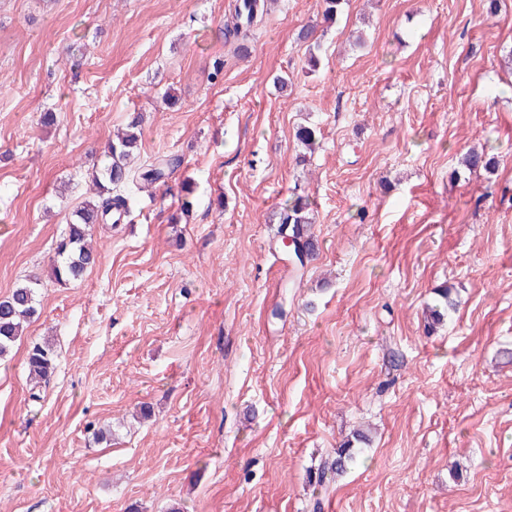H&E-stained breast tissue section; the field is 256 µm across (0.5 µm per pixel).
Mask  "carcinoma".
Listing matches in <instances>:
<instances>
[{
	"mask_svg": "<svg viewBox=\"0 0 512 512\" xmlns=\"http://www.w3.org/2000/svg\"><path fill=\"white\" fill-rule=\"evenodd\" d=\"M268 0H238L234 8L235 22L225 25V38L246 39L251 27L267 11ZM140 138L139 118H133L125 132L116 136L109 145L108 161L92 172V182L96 198L84 202L76 211L75 222L68 225V231L57 244L52 264L55 280L60 283L80 279L88 267L98 257L92 245L93 231L96 225L103 223L112 214H121L127 207V199L116 193V189L130 180L127 159L138 148ZM465 165L472 171L488 170L493 166L492 158L483 152L471 151L464 158ZM180 164V159L165 156L147 165L139 174V179L152 185ZM313 224L311 202L307 196H298L283 208L281 214V232H290L296 238L295 249L299 264L312 255L315 248L310 234ZM443 305L430 309V317L436 323L442 322L455 303L448 289L439 290ZM36 313V287L26 282L16 287L9 296L0 300V359L7 357L16 342L21 338L24 325ZM57 354L49 342L35 343L27 352L26 365L29 376L39 385L49 380L56 369ZM362 442L367 437L357 433L353 439L345 442L336 450L333 459L326 461L315 473L314 481L323 486L347 470L356 459L353 441Z\"/></svg>",
	"mask_w": 512,
	"mask_h": 512,
	"instance_id": "cac0c4a2",
	"label": "carcinoma"
}]
</instances>
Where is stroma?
I'll return each mask as SVG.
<instances>
[{"mask_svg": "<svg viewBox=\"0 0 512 512\" xmlns=\"http://www.w3.org/2000/svg\"><path fill=\"white\" fill-rule=\"evenodd\" d=\"M233 2L0 0V299L42 282L0 361V512H512V0H344L332 24L322 0H273L243 54ZM137 113L136 165L181 164L124 186L96 264L58 283ZM472 148L495 168H466ZM303 193L295 281L280 213ZM356 429L347 472L311 485ZM180 164V159L165 156L158 158L154 163L148 164L146 168L139 174V179L148 185L155 184L165 178L167 172H172L175 167ZM311 205L308 196H297L286 204L281 214L280 233L285 234L290 229L291 235L296 238L299 246L294 252L301 267H304V260L312 256L315 248L313 236L309 232L314 223ZM57 354L49 342L35 343L27 352L26 365L35 385L47 382L56 369Z\"/></svg>", "mask_w": 512, "mask_h": 512, "instance_id": "1", "label": "stroma"}]
</instances>
